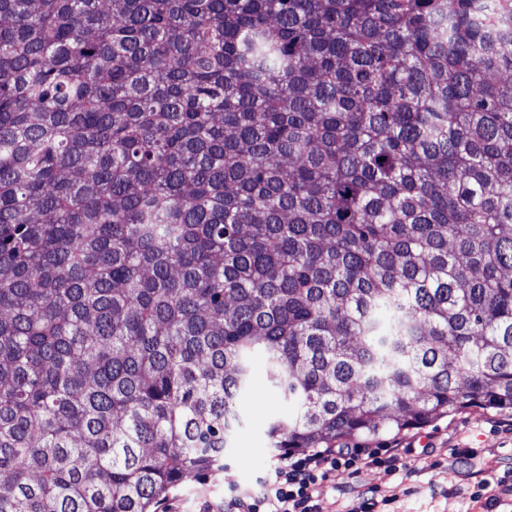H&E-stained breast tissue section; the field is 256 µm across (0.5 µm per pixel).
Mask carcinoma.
I'll list each match as a JSON object with an SVG mask.
<instances>
[{"mask_svg":"<svg viewBox=\"0 0 512 512\" xmlns=\"http://www.w3.org/2000/svg\"><path fill=\"white\" fill-rule=\"evenodd\" d=\"M512 408V9L0 0V512H151Z\"/></svg>","mask_w":512,"mask_h":512,"instance_id":"1","label":"carcinoma"}]
</instances>
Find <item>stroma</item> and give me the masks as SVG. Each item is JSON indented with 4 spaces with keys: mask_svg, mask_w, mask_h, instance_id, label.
I'll return each mask as SVG.
<instances>
[{
    "mask_svg": "<svg viewBox=\"0 0 512 512\" xmlns=\"http://www.w3.org/2000/svg\"><path fill=\"white\" fill-rule=\"evenodd\" d=\"M288 407L271 387L264 367H257L243 424L224 456V467L191 478L169 492L172 512H220L235 491L260 490L278 458L266 429ZM350 446L373 451L406 447V467L395 476L367 467L339 472L321 490L319 512H350L359 491L381 487L391 497L389 512H512V495L497 504L472 497L477 483L497 481L512 472V409L469 408L437 418L425 426L375 439L353 438Z\"/></svg>",
    "mask_w": 512,
    "mask_h": 512,
    "instance_id": "1",
    "label": "stroma"
}]
</instances>
